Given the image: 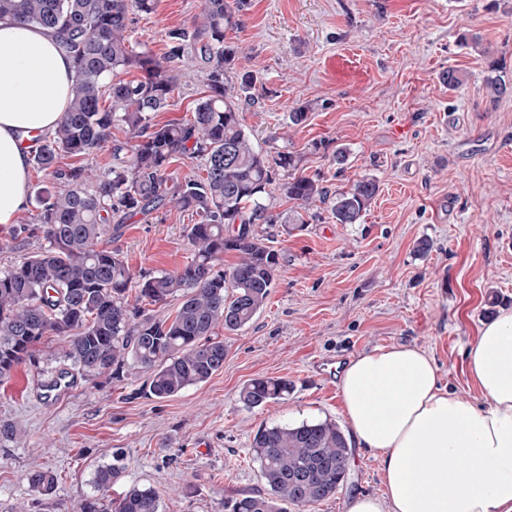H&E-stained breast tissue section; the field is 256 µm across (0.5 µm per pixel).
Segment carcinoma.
I'll use <instances>...</instances> for the list:
<instances>
[{
	"label": "carcinoma",
	"instance_id": "cac0c4a2",
	"mask_svg": "<svg viewBox=\"0 0 512 512\" xmlns=\"http://www.w3.org/2000/svg\"><path fill=\"white\" fill-rule=\"evenodd\" d=\"M156 0H0V17L36 25L60 41L75 64L72 98L49 134H35L30 160L48 180L32 188L37 223L22 225L27 237L47 246L26 253L0 271V382L33 357L45 336L65 340L63 360L88 379L120 376L127 367L147 374L156 398L173 397L207 381L224 367L219 331H238L266 304L279 258L258 225L280 216L264 202L279 171L297 166L288 151L264 152L240 122L234 91L247 92L253 74L234 87L226 77L237 47L224 42L234 23L227 0H204L194 29L169 33L168 55L159 59L130 43V15L150 14ZM210 65L208 94L190 118L160 125L154 113L168 106L178 84L188 43ZM486 80L490 101L512 92L491 60ZM132 71L133 80L122 78ZM127 134L113 139V131ZM112 144V165H60L66 156L89 157ZM186 156L201 161L202 175L179 180L169 171ZM280 194L303 208L326 199L318 181L289 176ZM379 185L373 178L336 193L331 215L338 224H356ZM174 206L194 212L187 226L190 261L170 272H132L116 252L98 246L108 223L132 214L148 215ZM227 251L238 262L224 267ZM135 303H130V291ZM178 301L172 316H155L146 306ZM284 378H256L239 401L256 408L288 396ZM253 460L267 492L224 500V512H287L336 495L348 476L350 447L338 424L324 420L259 428L251 442ZM120 473L114 464L97 471L96 494L79 512H106L102 498ZM57 478L35 471L29 483L52 494ZM111 512H160L158 494L131 487L111 502Z\"/></svg>",
	"mask_w": 512,
	"mask_h": 512
}]
</instances>
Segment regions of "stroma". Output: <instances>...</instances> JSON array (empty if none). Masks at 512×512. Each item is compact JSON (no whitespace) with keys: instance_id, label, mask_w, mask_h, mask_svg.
Here are the masks:
<instances>
[{"instance_id":"stroma-1","label":"stroma","mask_w":512,"mask_h":512,"mask_svg":"<svg viewBox=\"0 0 512 512\" xmlns=\"http://www.w3.org/2000/svg\"><path fill=\"white\" fill-rule=\"evenodd\" d=\"M202 0H157L133 14L132 44L164 56L168 33L191 27ZM479 34V48L462 40ZM238 49L233 71L255 87L238 101L260 147L288 149L296 174L328 191L365 177L379 185L359 223L339 224L328 204L299 223L300 208L267 189L287 232L272 238L279 272L264 308L224 336V368L207 382L158 399L145 374L77 380L49 403L38 385L62 367L61 337L0 383V420L17 439L0 443V512H76L97 470L120 463L108 491L153 489L160 512H224L226 498L263 491L251 441L259 427L331 420L347 427L338 382L316 361L381 346L415 345L434 359L443 385L476 390L463 354L483 322L512 310V93L486 95L488 62L512 75V0H244L225 31ZM457 70L451 89L442 73ZM159 123L189 118L208 91V70L184 59ZM303 109L305 121L289 126ZM191 212L133 214L99 240L132 271H172L191 255ZM432 244L419 254L420 240ZM285 377L286 399L254 409L240 389ZM49 470L51 495L28 476ZM383 492L380 461L350 450L335 496L301 512H346L351 496Z\"/></svg>"}]
</instances>
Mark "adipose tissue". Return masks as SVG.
<instances>
[{"mask_svg": "<svg viewBox=\"0 0 512 512\" xmlns=\"http://www.w3.org/2000/svg\"><path fill=\"white\" fill-rule=\"evenodd\" d=\"M74 84L71 57L41 28L0 18V234L28 205L21 131H53ZM477 389L441 385L423 349L391 345L345 366L340 398L358 447L381 462L382 496L347 512H512V310L484 322L464 352Z\"/></svg>", "mask_w": 512, "mask_h": 512, "instance_id": "obj_1", "label": "adipose tissue"}]
</instances>
